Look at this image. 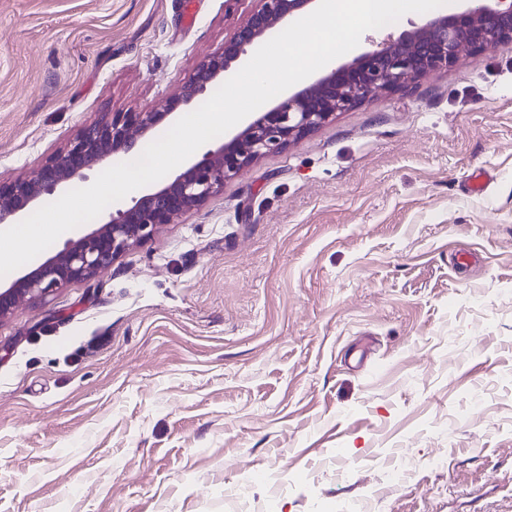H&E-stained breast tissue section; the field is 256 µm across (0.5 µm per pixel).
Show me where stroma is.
<instances>
[{
    "label": "stroma",
    "instance_id": "1",
    "mask_svg": "<svg viewBox=\"0 0 512 512\" xmlns=\"http://www.w3.org/2000/svg\"><path fill=\"white\" fill-rule=\"evenodd\" d=\"M182 2L0 0V178L158 107L256 6ZM228 489L512 512V48L338 114L0 320V512H224Z\"/></svg>",
    "mask_w": 512,
    "mask_h": 512
}]
</instances>
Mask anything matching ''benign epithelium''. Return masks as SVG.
<instances>
[{
	"mask_svg": "<svg viewBox=\"0 0 512 512\" xmlns=\"http://www.w3.org/2000/svg\"><path fill=\"white\" fill-rule=\"evenodd\" d=\"M257 6L224 45L207 56L192 80L149 112H109L83 128L69 145L30 177L0 180V224H15L46 194L84 176L96 163L132 151L138 141L210 87L224 72L284 21L294 20L314 0H256ZM466 6L433 17L396 40L382 42L274 105L256 111L229 139L212 144L174 178L115 209L109 221L72 238L7 287H0V320L25 299L43 298L78 280H90L135 246L151 240L178 216L224 191L260 158L286 149L296 140L368 101L431 73L454 66L464 50L512 47V0H464Z\"/></svg>",
	"mask_w": 512,
	"mask_h": 512,
	"instance_id": "benign-epithelium-1",
	"label": "benign epithelium"
}]
</instances>
